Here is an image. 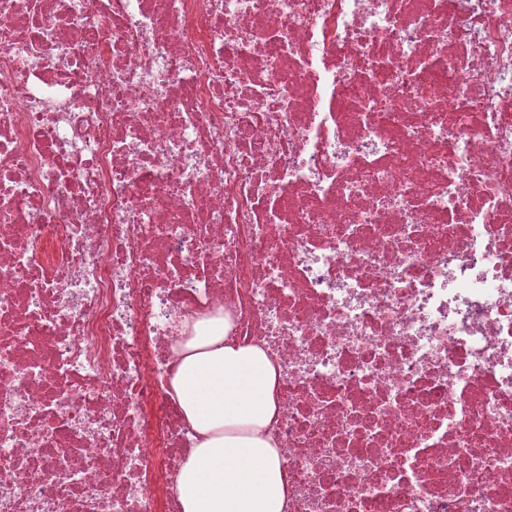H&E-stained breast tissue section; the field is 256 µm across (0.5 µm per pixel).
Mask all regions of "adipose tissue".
Returning a JSON list of instances; mask_svg holds the SVG:
<instances>
[{
	"instance_id": "1",
	"label": "adipose tissue",
	"mask_w": 512,
	"mask_h": 512,
	"mask_svg": "<svg viewBox=\"0 0 512 512\" xmlns=\"http://www.w3.org/2000/svg\"><path fill=\"white\" fill-rule=\"evenodd\" d=\"M223 318L203 320L171 387L197 440L178 477L180 512H284L288 477L268 433L277 372L256 347L234 344Z\"/></svg>"
}]
</instances>
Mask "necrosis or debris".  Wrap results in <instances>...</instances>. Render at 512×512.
Listing matches in <instances>:
<instances>
[{"mask_svg":"<svg viewBox=\"0 0 512 512\" xmlns=\"http://www.w3.org/2000/svg\"><path fill=\"white\" fill-rule=\"evenodd\" d=\"M218 314L285 512H512V0H0V512H177Z\"/></svg>","mask_w":512,"mask_h":512,"instance_id":"obj_1","label":"necrosis or debris"}]
</instances>
